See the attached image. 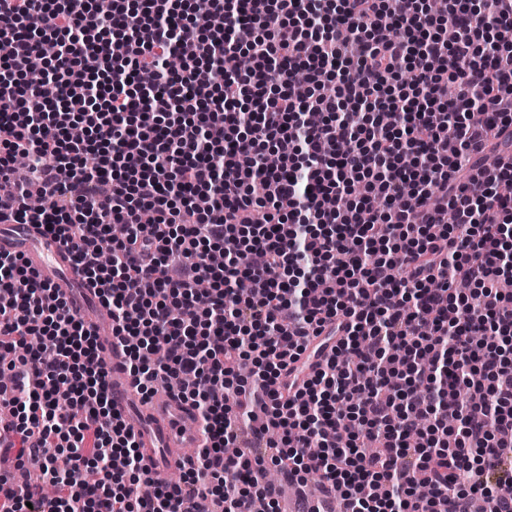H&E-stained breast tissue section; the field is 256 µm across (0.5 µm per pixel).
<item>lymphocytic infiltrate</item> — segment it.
I'll list each match as a JSON object with an SVG mask.
<instances>
[{
  "label": "lymphocytic infiltrate",
  "mask_w": 512,
  "mask_h": 512,
  "mask_svg": "<svg viewBox=\"0 0 512 512\" xmlns=\"http://www.w3.org/2000/svg\"><path fill=\"white\" fill-rule=\"evenodd\" d=\"M0 38V223L60 238L143 397L176 381L205 436L153 482L97 331L0 251L8 445L45 456L0 476V512H275L269 465L317 471L343 512H512V164L486 163L512 129V0H0ZM48 41L47 81L21 85ZM232 392L261 404L264 455L225 454ZM334 340H326L324 333L317 338L313 337L309 345L308 352L312 354V359L308 362L307 368L303 374L298 376L299 382L303 379L310 377L318 368V363L321 362L320 356L329 351Z\"/></svg>",
  "instance_id": "lymphocytic-infiltrate-1"
}]
</instances>
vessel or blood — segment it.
<instances>
[{
  "label": "vessel or blood",
  "mask_w": 512,
  "mask_h": 512,
  "mask_svg": "<svg viewBox=\"0 0 512 512\" xmlns=\"http://www.w3.org/2000/svg\"><path fill=\"white\" fill-rule=\"evenodd\" d=\"M0 250L22 256L41 280L69 298L74 311L82 313L93 328L108 323L104 306H97L92 314L85 312L86 302L96 299V290L79 274L69 253L52 234L35 224H0ZM102 344L111 369L113 408L130 420L150 478L158 483L169 482L171 473L185 460L184 449L202 444L195 427V412L170 393L141 401L123 367L125 356L120 343L106 338Z\"/></svg>",
  "instance_id": "1"
}]
</instances>
